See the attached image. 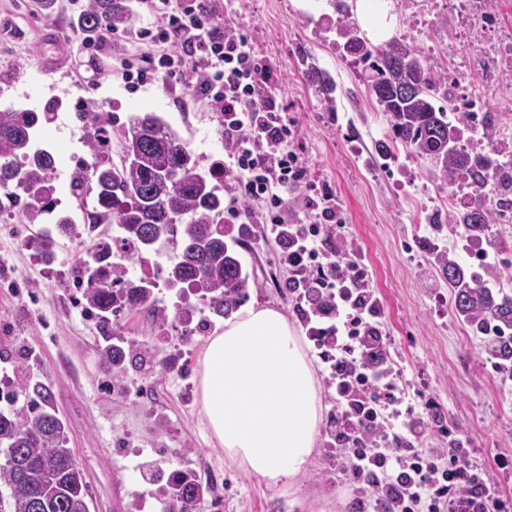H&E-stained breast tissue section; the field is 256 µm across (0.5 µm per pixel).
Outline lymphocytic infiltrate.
<instances>
[{"instance_id": "f902f5d3", "label": "lymphocytic infiltrate", "mask_w": 512, "mask_h": 512, "mask_svg": "<svg viewBox=\"0 0 512 512\" xmlns=\"http://www.w3.org/2000/svg\"><path fill=\"white\" fill-rule=\"evenodd\" d=\"M163 27L140 32L147 50L121 61L125 88L196 76L193 93L223 114L224 221L281 247L287 290L328 370L337 410L327 422L336 460L356 496L353 512H506L457 440L424 445L446 431L434 400L406 402L379 299L363 258L335 240L346 218L328 184L313 180L295 122L270 91L271 71L235 20L199 0H143Z\"/></svg>"}]
</instances>
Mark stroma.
Wrapping results in <instances>:
<instances>
[{
    "mask_svg": "<svg viewBox=\"0 0 512 512\" xmlns=\"http://www.w3.org/2000/svg\"><path fill=\"white\" fill-rule=\"evenodd\" d=\"M394 6L397 37L423 55L454 32L453 0H394ZM216 7L235 18L270 65L313 177L336 191L346 215L344 235L360 248L381 302L406 399H435L445 414L449 436L429 435L425 447L458 439L474 468L489 475L492 490L512 500V380L487 336L474 334L452 306L440 303L448 281L424 247L425 237L439 238L451 258L471 263L440 204L447 181L436 177L430 160L390 140L364 62L338 47L335 16L304 13L292 0H217ZM75 21L64 0L46 11L39 0H0V110L60 105L38 138L55 155L49 199L57 210L76 208L71 176L78 161L90 157L91 132L105 128L110 140L103 151L118 155L124 129L143 112L168 122L202 169L223 161L221 114L208 100L192 99L185 81L128 91L117 56L134 42L85 48L72 36ZM309 63L333 79L331 97L305 81ZM465 89L485 102L495 125H512V111L503 106L512 99V84L476 79ZM382 144L388 156L378 154ZM28 233L17 213L0 214V348L11 351L0 360V380L49 386L68 446L88 475L90 512H135L139 497L155 485L132 477L126 453L152 444L167 451L163 459L142 456L153 473L169 459H206L222 478L223 512H350L354 492L326 436H319L309 469L291 485L267 484L225 457L207 427L198 389L202 352L221 318L202 330L177 322L160 328L139 313L122 316L116 334L148 353L141 370L113 377L100 354L105 330L80 302L72 244L62 241L56 262L46 265L27 244ZM226 241L249 281L244 305L272 306L296 322L295 301L281 287L288 269L277 261L278 244L258 236L242 240L234 231ZM176 347L182 350L176 368L162 370L160 361Z\"/></svg>",
    "mask_w": 512,
    "mask_h": 512,
    "instance_id": "stroma-1",
    "label": "stroma"
}]
</instances>
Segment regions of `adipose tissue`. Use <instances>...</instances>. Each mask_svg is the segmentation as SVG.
<instances>
[{
    "instance_id": "obj_1",
    "label": "adipose tissue",
    "mask_w": 512,
    "mask_h": 512,
    "mask_svg": "<svg viewBox=\"0 0 512 512\" xmlns=\"http://www.w3.org/2000/svg\"><path fill=\"white\" fill-rule=\"evenodd\" d=\"M352 11L374 42L395 35L392 0H354ZM199 390L207 425L230 459L272 485L306 472L318 440L319 382L279 310L250 305L225 320L204 348Z\"/></svg>"
}]
</instances>
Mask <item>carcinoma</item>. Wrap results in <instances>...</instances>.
<instances>
[{
  "label": "carcinoma",
  "instance_id": "cac0c4a2",
  "mask_svg": "<svg viewBox=\"0 0 512 512\" xmlns=\"http://www.w3.org/2000/svg\"><path fill=\"white\" fill-rule=\"evenodd\" d=\"M129 2L89 0L81 28L126 27L133 20ZM337 34L345 39L346 49L367 64L369 92L389 119L392 141L430 159L438 175L451 184L459 173L467 175L470 202L452 212L451 221L470 238L489 239L494 216L489 191L501 178L488 157L473 155L461 144L459 126L448 118L445 107L435 104L441 84L437 64L403 40L375 47L354 34L350 24H339ZM305 78L327 94L334 90L331 77L315 66L306 69ZM52 111L49 107L42 113L0 112V193L9 209L21 210L30 224L49 212L47 183L55 158L36 144L35 136L42 123L52 120ZM91 158L73 173L77 212L57 214L54 232H40L29 241L46 264L56 260L60 238L82 247L85 307L105 326L129 312L142 313L154 324L163 325L171 317L190 322L193 307H179L171 316L160 306L153 279L127 277L123 254L158 240L178 251L177 261L164 272L167 288L198 296L217 317L236 307L248 281L239 255L224 240V224L218 221L224 213V195L201 172L179 133L154 113L138 115L124 131L119 162L101 155L95 143ZM104 224L112 226L111 235L101 231ZM154 224L164 228L158 240L150 235ZM441 271L452 288L456 314L475 332H484L490 322L512 328L511 294L494 290L479 271L451 259ZM101 354L119 376L127 365H139L142 356L113 343L102 347ZM21 395L27 402L0 412V512H89L86 476L66 447L64 425L49 388L24 382L9 392L15 401ZM174 484L177 512H197L200 498L211 490L210 483L194 474L179 473Z\"/></svg>",
  "mask_w": 512,
  "mask_h": 512
}]
</instances>
